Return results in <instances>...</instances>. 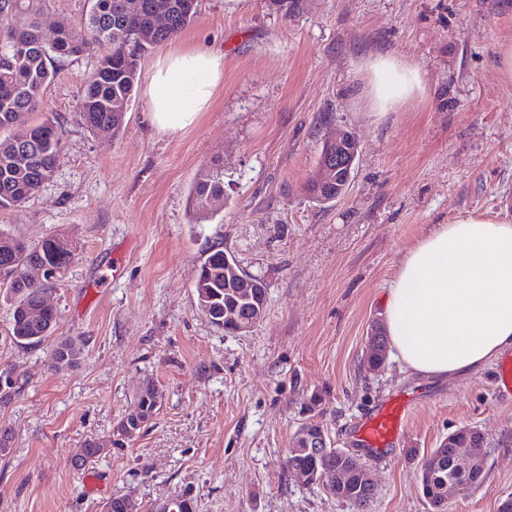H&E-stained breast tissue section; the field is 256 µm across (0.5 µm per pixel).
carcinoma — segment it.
Wrapping results in <instances>:
<instances>
[{
    "label": "carcinoma",
    "mask_w": 512,
    "mask_h": 512,
    "mask_svg": "<svg viewBox=\"0 0 512 512\" xmlns=\"http://www.w3.org/2000/svg\"><path fill=\"white\" fill-rule=\"evenodd\" d=\"M52 0H0V208L26 203L50 180L61 157L62 132L46 115L34 120L44 104V94L67 61L94 55L96 61L81 88V118L85 125L98 132L116 134L123 126L130 102L142 52L164 45L181 34L197 17L199 0H85L84 17L78 22L63 21L54 37L43 39L42 26ZM26 16L27 26L16 30L9 24L11 13ZM161 12L168 24L150 30L152 15ZM29 136L26 146L15 137L16 131ZM193 209L215 212L224 203V172L217 170L208 179L198 182L191 191ZM21 240L0 230V288L14 296L9 316V335L23 345L35 346L52 335L58 314L53 308L39 305L45 293L44 284L32 279L28 267L34 263L63 269L71 259V250L54 235H48L26 251L18 253ZM197 302L210 322L224 324V250L210 249L195 282ZM267 290L257 289V297L240 303L237 318L241 321L265 316ZM80 355L71 341L56 345L51 352L50 367H70ZM162 394L152 383L138 395L137 407L148 420L161 407ZM321 399H310L309 420L302 424L307 433L325 432L317 420ZM465 446L477 456L483 455L484 437L470 429L457 439H448V446L434 449L424 467L434 472L422 477L420 490L430 503L447 499L442 486L453 480L461 490L475 489L486 480L482 466L471 470L458 462L456 446ZM284 466H306L316 471L312 485H320L336 498L347 502L355 512H362L376 496L363 466L354 457L330 451L314 457L304 448H290ZM155 512H197L194 498L180 494L156 506Z\"/></svg>",
    "instance_id": "obj_1"
}]
</instances>
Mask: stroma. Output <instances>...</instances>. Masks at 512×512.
Wrapping results in <instances>:
<instances>
[{"mask_svg":"<svg viewBox=\"0 0 512 512\" xmlns=\"http://www.w3.org/2000/svg\"><path fill=\"white\" fill-rule=\"evenodd\" d=\"M512 42V0H201L166 48L144 53L124 128L90 130L80 88L93 59L66 63L46 90L62 129L53 177L25 204L0 210V230L29 243L64 238L72 261L45 297L52 336H9L0 293V512H102L127 494L140 512L175 494L197 512H353L282 468L310 397L336 447L376 477L366 512H430L419 476L431 451L462 427L486 441L482 486L446 512H498L512 496V394L499 362L461 379L366 368L367 331L417 241L463 215L512 224V83L497 49ZM224 55V79L196 124L175 134L150 122L145 96L164 49ZM416 62L423 100L376 115L362 67L376 54ZM359 145L347 193L321 205L306 191L336 130ZM224 172V206L193 214L192 186ZM218 245L261 277L267 310L232 335L197 306L194 284ZM76 341V366L48 355ZM163 392L157 415L125 447L80 462L137 407L143 382ZM414 402L399 445L368 460L353 427L372 409Z\"/></svg>","mask_w":512,"mask_h":512,"instance_id":"stroma-1","label":"stroma"}]
</instances>
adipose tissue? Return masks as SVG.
<instances>
[{
	"label": "adipose tissue",
	"instance_id": "ef3b65f1",
	"mask_svg": "<svg viewBox=\"0 0 512 512\" xmlns=\"http://www.w3.org/2000/svg\"><path fill=\"white\" fill-rule=\"evenodd\" d=\"M363 71L364 95L376 114L427 94L412 60L379 54ZM223 76L224 56L212 50L160 56L145 87L154 127L175 134L193 125ZM383 304L402 370L432 378L481 370L512 350V224L469 215L440 225L404 255Z\"/></svg>",
	"mask_w": 512,
	"mask_h": 512
}]
</instances>
